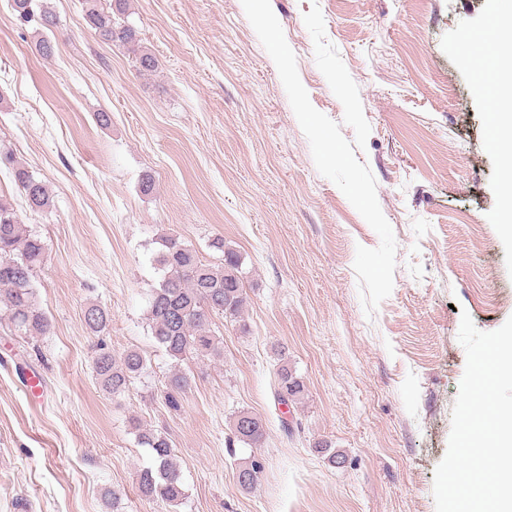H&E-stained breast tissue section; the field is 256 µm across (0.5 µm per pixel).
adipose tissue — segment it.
<instances>
[{
    "label": "adipose tissue",
    "instance_id": "1",
    "mask_svg": "<svg viewBox=\"0 0 512 512\" xmlns=\"http://www.w3.org/2000/svg\"><path fill=\"white\" fill-rule=\"evenodd\" d=\"M469 40L488 48L487 53L468 55L467 60L475 71L492 75V84L487 89V123L492 142L502 153L503 198L510 219L505 230L512 236V113L503 107L504 95L512 89V13L503 12L492 25L471 30Z\"/></svg>",
    "mask_w": 512,
    "mask_h": 512
}]
</instances>
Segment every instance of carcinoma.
<instances>
[{
    "label": "carcinoma",
    "instance_id": "carcinoma-1",
    "mask_svg": "<svg viewBox=\"0 0 512 512\" xmlns=\"http://www.w3.org/2000/svg\"><path fill=\"white\" fill-rule=\"evenodd\" d=\"M81 2L87 21L104 41L119 43L131 51L139 71L149 73L155 69V56L140 45L136 28L114 17L116 13L125 14L126 0H115L113 11L104 9L101 0ZM11 8L23 22L38 17L41 25H54L49 11H36V0H12ZM5 161L11 165L15 184L29 210L39 213L49 209L52 198L46 184L12 158L7 157ZM210 247L222 252L221 264L203 263L194 249L172 236L165 238L164 249L157 259L164 276L159 287L153 290L147 319L155 341L176 360L189 352L219 355L218 342L209 333L211 315L218 313L237 319L245 304L240 255L226 247L222 237L212 239ZM43 260L41 239L22 224L12 205L0 201V306L5 309L13 330L24 336H43L51 329L32 287L34 273ZM110 321L106 308L97 303L86 306L84 322L91 332L105 331ZM92 369L102 388L119 396L128 390L134 378L144 373L146 359L137 350H127L115 356L100 343L92 359ZM190 387L191 378L174 369L163 391L165 403L172 408L178 407V396ZM305 392V384L295 375L288 360L280 359L274 387L277 403L294 404L304 397ZM133 430L137 443L150 450L154 461L138 475L140 494L148 500L180 505L186 498V490L170 440L165 434L136 422ZM232 431L237 441L252 446L264 438L265 421L261 416L243 410L234 416ZM259 473L257 463L240 467L236 476L238 487L243 491L253 489Z\"/></svg>",
    "mask_w": 512,
    "mask_h": 512
}]
</instances>
